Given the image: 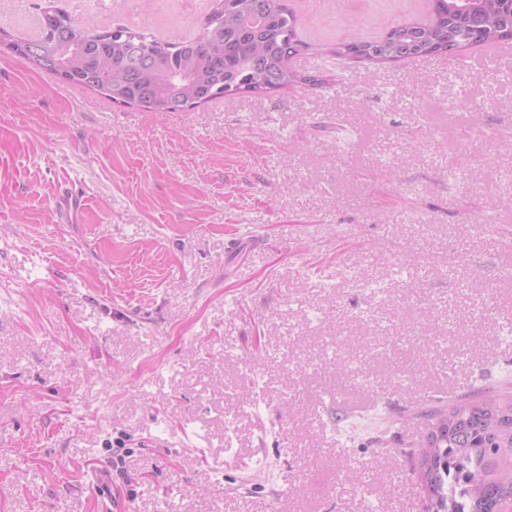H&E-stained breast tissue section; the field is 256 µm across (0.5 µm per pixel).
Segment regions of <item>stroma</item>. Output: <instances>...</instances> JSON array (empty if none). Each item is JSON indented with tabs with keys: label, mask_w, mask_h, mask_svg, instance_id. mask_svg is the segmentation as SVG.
<instances>
[{
	"label": "stroma",
	"mask_w": 512,
	"mask_h": 512,
	"mask_svg": "<svg viewBox=\"0 0 512 512\" xmlns=\"http://www.w3.org/2000/svg\"><path fill=\"white\" fill-rule=\"evenodd\" d=\"M288 4L321 85L162 116L0 45V512H424L431 412L512 399V52L358 63L427 0ZM82 194L73 187L63 191L57 201L60 214L66 224L74 222L82 205Z\"/></svg>",
	"instance_id": "obj_1"
}]
</instances>
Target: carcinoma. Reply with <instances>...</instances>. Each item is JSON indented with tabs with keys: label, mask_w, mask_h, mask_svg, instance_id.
<instances>
[{
	"label": "carcinoma",
	"mask_w": 512,
	"mask_h": 512,
	"mask_svg": "<svg viewBox=\"0 0 512 512\" xmlns=\"http://www.w3.org/2000/svg\"><path fill=\"white\" fill-rule=\"evenodd\" d=\"M422 26L401 23L380 41L338 44L331 55L375 63L455 56L474 44L512 41V0H431ZM36 47L7 43L12 53L57 81L97 91L112 103L146 112H179L240 93L263 94L314 75L292 67L307 47L288 0H220L200 33L161 41L126 27L90 32L65 10ZM419 461L427 512H506L512 503V400L455 402L432 415Z\"/></svg>",
	"instance_id": "carcinoma-1"
}]
</instances>
